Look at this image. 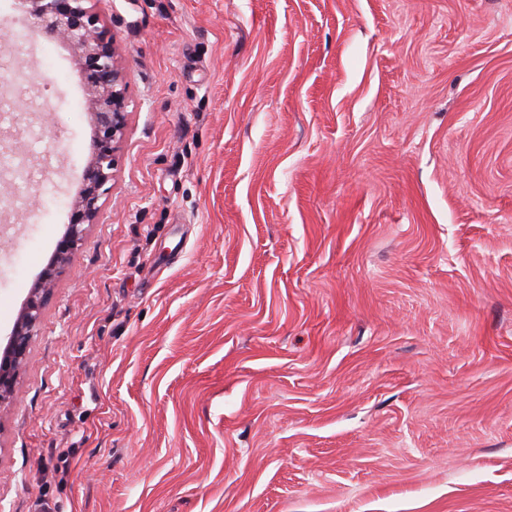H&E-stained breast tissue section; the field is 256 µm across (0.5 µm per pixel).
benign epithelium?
<instances>
[{"label": "benign epithelium", "mask_w": 512, "mask_h": 512, "mask_svg": "<svg viewBox=\"0 0 512 512\" xmlns=\"http://www.w3.org/2000/svg\"><path fill=\"white\" fill-rule=\"evenodd\" d=\"M85 0H17L27 26L67 46L83 64L86 95L93 109L98 150L84 173L83 194L72 203L75 217L66 232L51 265L31 288L19 311L13 332L0 349V405L17 396V378L28 345L40 321L43 302L50 292L58 270L73 262L85 227L96 222L105 185L117 171L118 145L127 126L125 75L114 58L110 41L96 25V18Z\"/></svg>", "instance_id": "7a95c632"}]
</instances>
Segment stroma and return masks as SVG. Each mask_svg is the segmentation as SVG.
Wrapping results in <instances>:
<instances>
[{
    "instance_id": "stroma-1",
    "label": "stroma",
    "mask_w": 512,
    "mask_h": 512,
    "mask_svg": "<svg viewBox=\"0 0 512 512\" xmlns=\"http://www.w3.org/2000/svg\"><path fill=\"white\" fill-rule=\"evenodd\" d=\"M89 3L127 128L0 405V512H512V0ZM18 27L1 340L95 151Z\"/></svg>"
}]
</instances>
